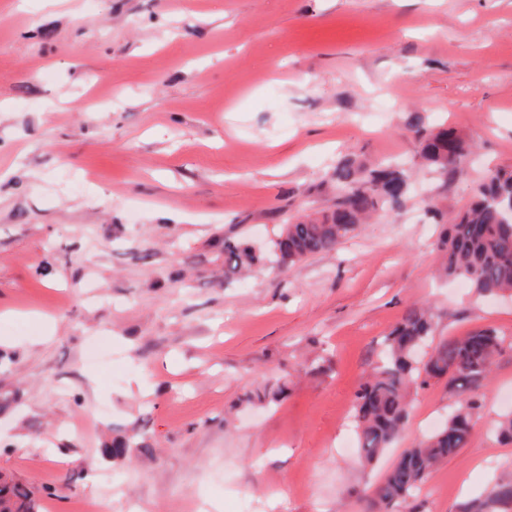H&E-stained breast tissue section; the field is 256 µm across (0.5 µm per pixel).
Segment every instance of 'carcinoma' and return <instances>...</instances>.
Segmentation results:
<instances>
[{"instance_id":"carcinoma-1","label":"carcinoma","mask_w":512,"mask_h":512,"mask_svg":"<svg viewBox=\"0 0 512 512\" xmlns=\"http://www.w3.org/2000/svg\"><path fill=\"white\" fill-rule=\"evenodd\" d=\"M416 162L435 175L448 193L464 172L471 143L451 128L434 130L418 113L407 122ZM333 207L318 216L303 215L280 227L269 253L256 251L244 240L224 242V279L236 281L265 267L267 256L290 269L316 254H329L376 215H392L403 207L409 173L398 164L367 166L355 158L336 162L332 175ZM512 200V171L487 173L475 186L470 205L453 218L440 200L425 204L426 213L446 225L438 249L440 273L462 279L480 295L512 291V219L505 205ZM434 312L430 305L413 306L386 337L380 364L360 384L353 420L360 457L370 465L399 441L408 416L411 390L443 380L455 398L446 422L432 434L403 449L377 483L364 491L370 512H403L436 464L468 444L482 411L494 361L512 350V338L489 328L434 342ZM103 455L114 460L136 453L153 454L136 430L118 434ZM33 493L13 480L0 482V512H36ZM460 512H512V474L503 475L477 497L461 504Z\"/></svg>"}]
</instances>
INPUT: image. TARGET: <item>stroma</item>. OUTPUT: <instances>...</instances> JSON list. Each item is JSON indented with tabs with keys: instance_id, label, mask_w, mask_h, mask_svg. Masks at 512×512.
Segmentation results:
<instances>
[{
	"instance_id": "35a3bbf8",
	"label": "stroma",
	"mask_w": 512,
	"mask_h": 512,
	"mask_svg": "<svg viewBox=\"0 0 512 512\" xmlns=\"http://www.w3.org/2000/svg\"><path fill=\"white\" fill-rule=\"evenodd\" d=\"M415 112L478 146L449 211L512 169V0H0V472L41 512H363L390 460L360 465L353 403L388 332L430 304L436 339L510 337L512 299L436 278L418 168L398 216L289 271L226 282L224 242L329 208L341 158L411 163ZM409 401L406 446L454 398ZM511 412L509 350L414 512L512 472ZM130 428L153 455L102 459Z\"/></svg>"
}]
</instances>
